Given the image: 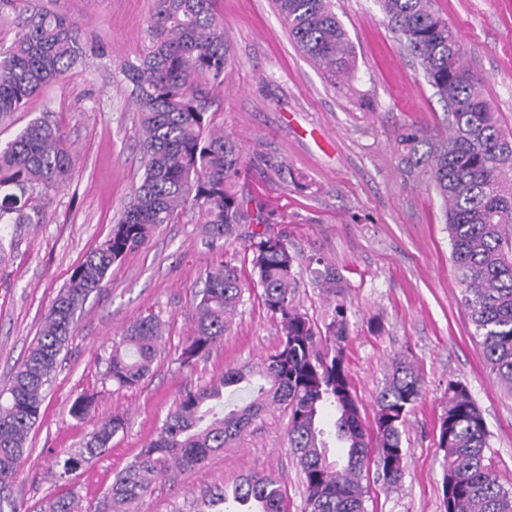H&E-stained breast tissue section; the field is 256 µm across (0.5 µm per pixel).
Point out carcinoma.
Instances as JSON below:
<instances>
[{"instance_id":"carcinoma-1","label":"carcinoma","mask_w":512,"mask_h":512,"mask_svg":"<svg viewBox=\"0 0 512 512\" xmlns=\"http://www.w3.org/2000/svg\"><path fill=\"white\" fill-rule=\"evenodd\" d=\"M288 33L307 58L336 74L352 73V44L333 0H274ZM434 0H377L383 22L419 62L429 86L444 102L448 133L403 125L396 150L406 172L422 177L441 199L461 300L479 339L486 368L512 397V134L503 131L483 80L465 61L458 31ZM150 46L136 63L118 68L138 118L144 173L112 233L71 275L44 315L43 326L0 392V491L19 475L20 462L46 391L68 345L77 314L103 288L112 264L145 245L163 224L192 206L213 248L241 237L261 302L280 325L277 349L254 364L228 366L216 381L184 389L174 408L134 460L116 476L93 512H135L173 469L191 471L241 435L269 406L288 412L287 447L304 479L303 512H366L363 473L398 483L407 415L422 399L423 380L406 358H395L364 425L345 364L349 339L344 303L318 327L296 304L297 254L274 230L263 207L239 194L244 166L237 140L207 112L208 90L224 85L228 50L214 0H156L147 20ZM83 54L79 27L51 11L23 10L11 44L0 47V122L58 81ZM74 152L59 125L43 116L0 144V224H42L50 190L71 175ZM314 283L338 293L342 277L319 258L308 259ZM194 325L177 361L190 367L207 358L244 305L240 270L230 262L200 273ZM164 327L154 313L141 315L112 341L106 375L117 388L138 385L162 349ZM114 414L93 424L81 446L56 461L63 480L99 456L124 429ZM342 448L329 459V441ZM488 431L468 388L448 383L440 422L445 448V512H512V491L485 462ZM279 480L247 473L232 486H215L173 512H287ZM42 512H79L68 489Z\"/></svg>"}]
</instances>
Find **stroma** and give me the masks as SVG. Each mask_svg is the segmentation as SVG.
Returning <instances> with one entry per match:
<instances>
[{
    "label": "stroma",
    "mask_w": 512,
    "mask_h": 512,
    "mask_svg": "<svg viewBox=\"0 0 512 512\" xmlns=\"http://www.w3.org/2000/svg\"><path fill=\"white\" fill-rule=\"evenodd\" d=\"M76 21L87 56L0 124V143L30 120L50 114L74 148L71 179L52 191L42 224H0V390L38 336L43 316L85 255L105 241L141 177L136 118L115 66L137 61L149 44L145 20L154 0H35ZM352 47L354 75L332 76L303 56L272 0H215L232 67L211 90L209 109L244 149L240 188L278 220L300 259L323 258L343 276L350 329L347 367L365 420L394 356L411 361L424 397L408 414L403 476L384 487L367 479V512H445V451L439 425L448 384H465L487 422L485 455L512 487V398L484 366L460 298L441 201L408 175L395 148L398 128L414 123L445 132L442 102L386 27L376 0H335ZM459 32L465 60L505 132H512V0H435ZM196 216L162 225L137 251L113 264L103 288L78 314L50 390L31 432L20 473L7 494L21 512L74 488L80 507L95 505L116 475L157 433L186 388L218 379L225 367L254 363L274 351L279 324L265 310L246 239L208 248ZM229 261L241 268L251 297L224 339L193 367L176 360L193 327L200 271ZM165 323L164 350L139 385L117 388L105 376L112 341L140 313ZM92 394L88 417L71 412ZM128 423L108 449L59 480L55 459L78 448L94 421L114 413ZM288 417L267 410L197 470L160 480L140 512H173L206 488L257 472L278 478L288 512H301L296 459L286 447Z\"/></svg>",
    "instance_id": "stroma-1"
}]
</instances>
